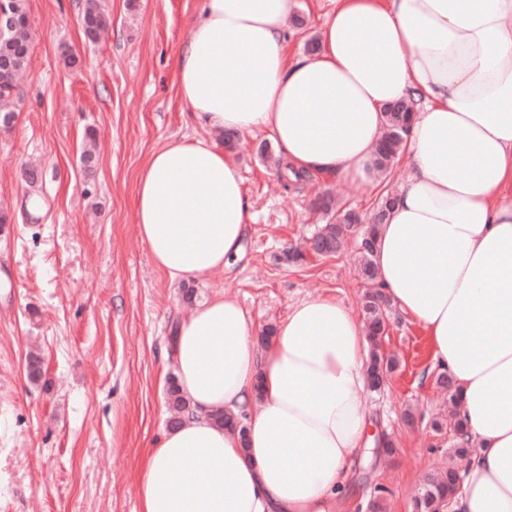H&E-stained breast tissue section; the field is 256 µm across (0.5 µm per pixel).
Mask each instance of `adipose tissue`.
Returning <instances> with one entry per match:
<instances>
[{"mask_svg":"<svg viewBox=\"0 0 512 512\" xmlns=\"http://www.w3.org/2000/svg\"><path fill=\"white\" fill-rule=\"evenodd\" d=\"M294 6L202 0L179 95L216 134L268 132L290 169L359 182L383 106L421 100L376 282L455 380L472 451L451 512H512V0H331L308 56L284 38ZM135 212L173 281L228 266L250 220L236 159L206 140L149 156ZM369 350L332 296L297 301L266 340L237 298L198 304L166 355L190 412L148 451L139 512H334L369 445Z\"/></svg>","mask_w":512,"mask_h":512,"instance_id":"adipose-tissue-1","label":"adipose tissue"}]
</instances>
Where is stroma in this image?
<instances>
[{
  "instance_id": "1",
  "label": "stroma",
  "mask_w": 512,
  "mask_h": 512,
  "mask_svg": "<svg viewBox=\"0 0 512 512\" xmlns=\"http://www.w3.org/2000/svg\"><path fill=\"white\" fill-rule=\"evenodd\" d=\"M98 3L110 24L91 41L86 0H26L29 65L6 102L17 118L0 128V512H139L142 459L169 427L171 330L196 303L235 296L264 329L296 300L333 295L356 309L365 291L352 250L298 264L284 252L330 222L313 205L319 193L366 213L380 180L284 187L260 156L264 131L238 135L232 149L251 214L241 255L201 281L156 268L137 232L135 188L154 150L211 136L180 101L173 71L201 0ZM328 8L296 0L285 29L293 54H305ZM383 346L401 367L365 405L372 436L394 452L356 465L339 512H367L379 485L389 490L384 512H412L422 476L451 461V440L431 428L450 409L422 329L401 318ZM409 404L421 417L412 428L400 418Z\"/></svg>"
}]
</instances>
